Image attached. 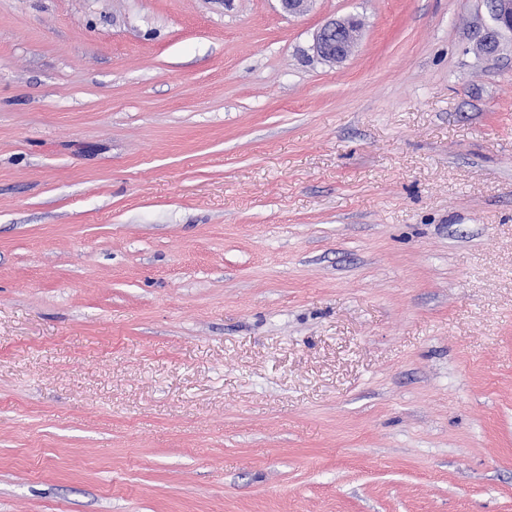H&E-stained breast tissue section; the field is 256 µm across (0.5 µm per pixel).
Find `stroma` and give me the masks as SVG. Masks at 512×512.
Returning <instances> with one entry per match:
<instances>
[{"mask_svg": "<svg viewBox=\"0 0 512 512\" xmlns=\"http://www.w3.org/2000/svg\"><path fill=\"white\" fill-rule=\"evenodd\" d=\"M490 23L0 0V512H512ZM361 32L360 20L352 15L330 19L317 31L310 50L327 63H341L351 54Z\"/></svg>", "mask_w": 512, "mask_h": 512, "instance_id": "obj_1", "label": "stroma"}]
</instances>
